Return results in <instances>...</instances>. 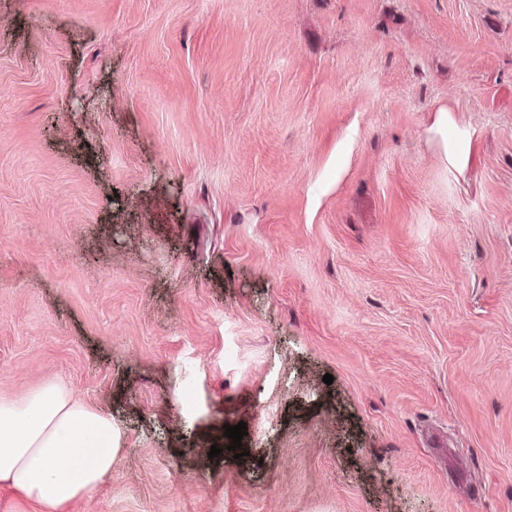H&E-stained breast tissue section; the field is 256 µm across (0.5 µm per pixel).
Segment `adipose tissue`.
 <instances>
[{"label": "adipose tissue", "mask_w": 512, "mask_h": 512, "mask_svg": "<svg viewBox=\"0 0 512 512\" xmlns=\"http://www.w3.org/2000/svg\"><path fill=\"white\" fill-rule=\"evenodd\" d=\"M121 442L110 413L45 381L0 401V487L33 512H68L111 474Z\"/></svg>", "instance_id": "ef3b65f1"}]
</instances>
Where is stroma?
<instances>
[{
    "mask_svg": "<svg viewBox=\"0 0 512 512\" xmlns=\"http://www.w3.org/2000/svg\"><path fill=\"white\" fill-rule=\"evenodd\" d=\"M48 379L123 432L71 512H512V0H0Z\"/></svg>",
    "mask_w": 512,
    "mask_h": 512,
    "instance_id": "obj_1",
    "label": "stroma"
}]
</instances>
